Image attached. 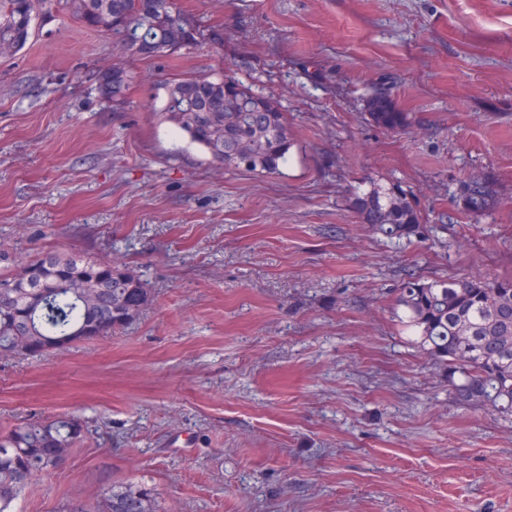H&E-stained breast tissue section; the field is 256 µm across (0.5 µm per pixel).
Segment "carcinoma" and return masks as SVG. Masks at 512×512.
<instances>
[{"mask_svg":"<svg viewBox=\"0 0 512 512\" xmlns=\"http://www.w3.org/2000/svg\"><path fill=\"white\" fill-rule=\"evenodd\" d=\"M56 14L70 15L147 58L170 57L205 39L175 0H0V57L25 48L36 17ZM97 90L104 99H121L124 70L100 74ZM367 109L383 129L407 127L404 113L389 98L372 97ZM162 114L224 170L271 176L288 164L294 138L284 113L273 98L231 73L177 80ZM353 201L361 223L391 241L427 237L428 225L398 186L368 180ZM491 202L488 186L469 187V211L482 213ZM151 300L148 283L126 263L60 250L20 259L1 247L0 353L38 358L109 336L136 322ZM394 301L413 333L412 343L442 371L456 401L484 407L512 425V275L410 276ZM83 436L81 425L67 416L1 433L0 512H15L29 483L60 467ZM61 512H160V505L147 484L130 482L112 486L94 504L68 499Z\"/></svg>","mask_w":512,"mask_h":512,"instance_id":"1","label":"carcinoma"}]
</instances>
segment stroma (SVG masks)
Instances as JSON below:
<instances>
[{"label": "stroma", "instance_id": "stroma-1", "mask_svg": "<svg viewBox=\"0 0 512 512\" xmlns=\"http://www.w3.org/2000/svg\"><path fill=\"white\" fill-rule=\"evenodd\" d=\"M175 2L213 41L144 59L60 16L0 57V245L153 291L117 334L0 354L1 433L67 414L86 436L17 512L137 481L163 512H512V427L454 401L393 304L413 273L512 274V0ZM225 69L285 112L280 175L217 169L160 115L172 79ZM377 92L407 130L372 121ZM370 178L410 191L427 241L360 223ZM99 95L107 100H119L126 90V75L120 67L101 73L97 79ZM492 202V193L489 187L481 182L469 187L468 195L465 198V206L472 213L484 212Z\"/></svg>", "mask_w": 512, "mask_h": 512}]
</instances>
